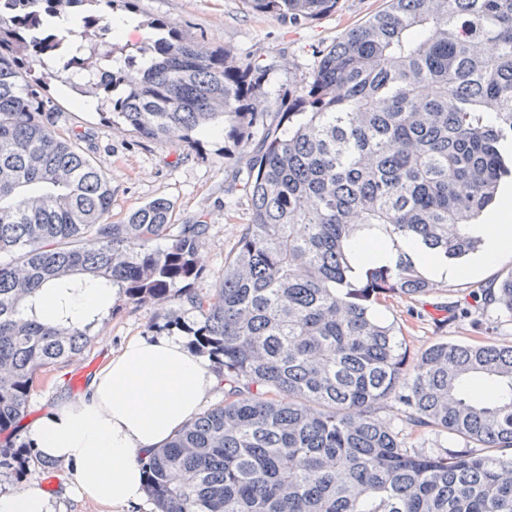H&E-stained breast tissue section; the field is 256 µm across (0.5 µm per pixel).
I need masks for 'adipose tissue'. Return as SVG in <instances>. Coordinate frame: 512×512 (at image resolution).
Masks as SVG:
<instances>
[{
	"instance_id": "ef3b65f1",
	"label": "adipose tissue",
	"mask_w": 512,
	"mask_h": 512,
	"mask_svg": "<svg viewBox=\"0 0 512 512\" xmlns=\"http://www.w3.org/2000/svg\"><path fill=\"white\" fill-rule=\"evenodd\" d=\"M355 268L365 259L391 264L405 251L415 264L437 279L469 275L466 267L410 241L398 246L360 250L351 243ZM512 255V190L504 192L477 263L494 265ZM112 304L106 283L91 281L58 300L55 289L42 291L41 313L56 323L61 313L78 322ZM218 384V377L198 356L167 336H134L93 377L85 396L66 400L30 430L29 440L43 458L74 470L75 493L102 504L137 505L143 499L140 451L163 446L192 418Z\"/></svg>"
}]
</instances>
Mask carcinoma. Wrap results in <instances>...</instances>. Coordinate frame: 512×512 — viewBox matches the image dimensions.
<instances>
[{"label": "carcinoma", "mask_w": 512, "mask_h": 512, "mask_svg": "<svg viewBox=\"0 0 512 512\" xmlns=\"http://www.w3.org/2000/svg\"><path fill=\"white\" fill-rule=\"evenodd\" d=\"M98 0H0V468H16L13 437L39 373L79 357L99 316L46 323L41 289L99 279L145 304L196 314L194 345L217 364L224 401L143 452L158 512H512V345L438 342L415 363L374 305L434 290L405 252L353 273L349 242L400 239L459 260L506 172L512 140V0H384L321 51L288 86L274 118L261 108L265 73L156 18L132 51L108 14L76 29L48 19ZM284 24L314 21L338 0H243ZM58 57L112 100V124L138 137L193 143L222 128L246 162L244 225L218 285L201 271L209 225L176 224L150 201L110 221L112 185L83 143L65 138L30 61ZM155 239L167 241L155 249ZM512 317V271L481 289ZM483 377L489 398L471 400ZM288 396V401L277 399ZM467 448L426 455L376 413Z\"/></svg>", "instance_id": "1"}]
</instances>
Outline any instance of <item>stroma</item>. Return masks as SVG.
<instances>
[{
	"mask_svg": "<svg viewBox=\"0 0 512 512\" xmlns=\"http://www.w3.org/2000/svg\"><path fill=\"white\" fill-rule=\"evenodd\" d=\"M383 0H339L335 13L303 25H290L249 12L242 0H117L110 17L138 18L136 28L121 37V44L143 45L152 31L149 21L165 18L177 24L182 34L213 49H226L268 71L262 106L276 111L288 83L301 82L318 52L332 44L347 27L360 23ZM55 61L33 62L32 73L47 77L46 94L58 107L54 115L58 133L69 135L89 131L94 135L92 158L112 182V222L156 198L173 203L177 223L203 219L209 226L199 248L202 274L192 280L197 292H209L224 274L244 224L250 220V206L241 178L256 142L238 144L224 154V135L217 132L200 138L199 146L180 140L162 143L137 137L123 128L107 124L105 112L112 105L97 99L94 108L81 107L79 95L64 89L55 72ZM512 271V256L475 276L438 281L430 293L409 299L393 297L377 304L376 315L400 327L410 359H417L429 346L451 341L472 343L490 339L512 345V318L484 306L478 290ZM465 308V315L453 316L449 306ZM193 321L188 307L170 302L136 304L121 290H114L112 313L99 322L95 338L81 356L69 363L39 373L29 397L27 415L21 422L17 441H26L33 424L58 403L82 397L93 376L133 336H153L161 325L174 318ZM377 417L398 432L407 446L422 453L460 449L454 439L421 434L407 428L395 405H384ZM46 486L56 512H157L151 498L140 505H104L65 495L72 474L57 464L29 463L25 468L0 469V492L18 491L31 482Z\"/></svg>",
	"mask_w": 512,
	"mask_h": 512,
	"instance_id": "1",
	"label": "stroma"
}]
</instances>
